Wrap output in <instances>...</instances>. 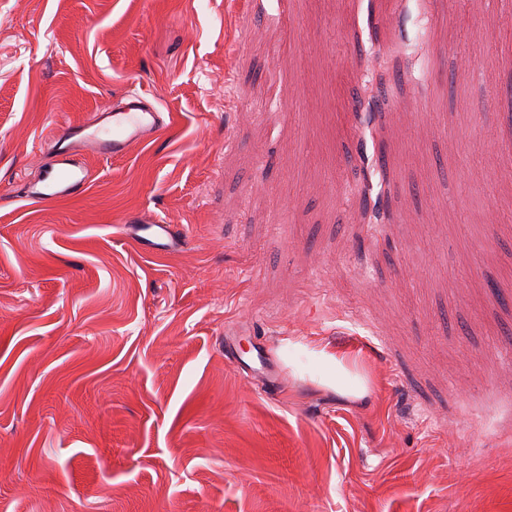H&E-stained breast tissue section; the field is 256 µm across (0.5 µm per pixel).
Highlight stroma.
I'll list each match as a JSON object with an SVG mask.
<instances>
[{
	"mask_svg": "<svg viewBox=\"0 0 512 512\" xmlns=\"http://www.w3.org/2000/svg\"><path fill=\"white\" fill-rule=\"evenodd\" d=\"M132 88L166 126L26 201ZM0 512H512V0H0ZM122 226L123 234L131 238L140 250L161 255L176 250L185 239V233L158 216L145 213L133 217ZM310 354L326 361L332 370L331 379L336 378V386L344 388L349 393L361 396L366 392V379L359 373L360 362L353 356L336 352V356L325 349H313Z\"/></svg>",
	"mask_w": 512,
	"mask_h": 512,
	"instance_id": "stroma-1",
	"label": "stroma"
}]
</instances>
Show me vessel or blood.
<instances>
[{
	"label": "vessel or blood",
	"instance_id": "vessel-or-blood-1",
	"mask_svg": "<svg viewBox=\"0 0 512 512\" xmlns=\"http://www.w3.org/2000/svg\"><path fill=\"white\" fill-rule=\"evenodd\" d=\"M166 115L151 100L128 92L112 107L92 113L53 134L51 155L26 185L25 196L38 203H57L84 192L95 158H120L165 127ZM123 233L140 250L161 255L176 250L185 234L158 216L145 213L124 225Z\"/></svg>",
	"mask_w": 512,
	"mask_h": 512
}]
</instances>
